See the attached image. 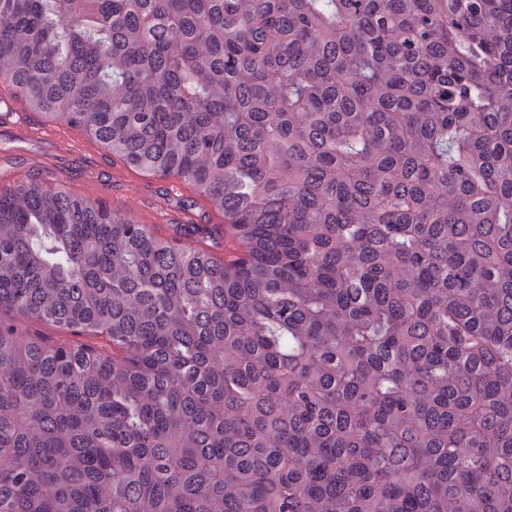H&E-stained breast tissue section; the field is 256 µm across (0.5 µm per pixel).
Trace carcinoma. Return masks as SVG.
I'll return each instance as SVG.
<instances>
[{"mask_svg": "<svg viewBox=\"0 0 512 512\" xmlns=\"http://www.w3.org/2000/svg\"><path fill=\"white\" fill-rule=\"evenodd\" d=\"M0 82L224 216L0 174V512H512V0H0Z\"/></svg>", "mask_w": 512, "mask_h": 512, "instance_id": "obj_1", "label": "carcinoma"}]
</instances>
